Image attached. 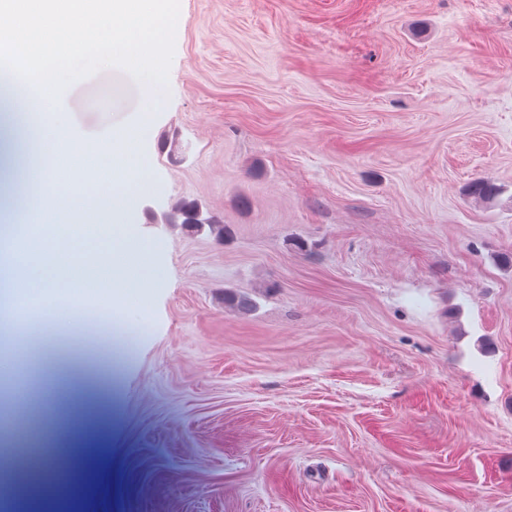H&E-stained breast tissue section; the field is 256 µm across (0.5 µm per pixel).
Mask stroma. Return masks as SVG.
<instances>
[{
  "mask_svg": "<svg viewBox=\"0 0 512 512\" xmlns=\"http://www.w3.org/2000/svg\"><path fill=\"white\" fill-rule=\"evenodd\" d=\"M161 104L71 85L116 126L107 263L55 257L30 337L107 373L34 487L96 448L88 512H512V0H180ZM178 139L171 159L163 144ZM488 177L504 192L478 205ZM198 201L224 240L166 216ZM251 301L225 305V293ZM502 193V188L490 178L475 179L469 186V194L478 202L490 204ZM81 471L76 475V481L82 482L84 485V476L87 473H94L98 471H107L111 467L110 459L94 449H87L81 453Z\"/></svg>",
  "mask_w": 512,
  "mask_h": 512,
  "instance_id": "stroma-1",
  "label": "stroma"
}]
</instances>
